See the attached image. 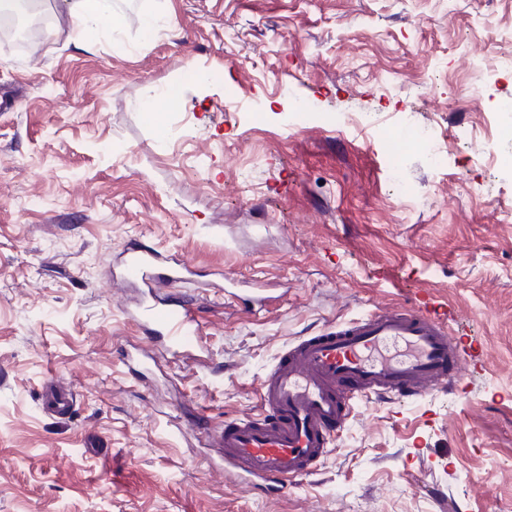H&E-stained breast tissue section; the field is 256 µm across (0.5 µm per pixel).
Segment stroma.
<instances>
[{"instance_id":"stroma-1","label":"stroma","mask_w":512,"mask_h":512,"mask_svg":"<svg viewBox=\"0 0 512 512\" xmlns=\"http://www.w3.org/2000/svg\"><path fill=\"white\" fill-rule=\"evenodd\" d=\"M40 2L56 21L37 46L0 44L17 100L0 112V512H512V139L495 111L512 0H121L125 27L92 42L65 0ZM197 72L161 137L144 89ZM400 112L451 139L447 174L412 141L394 164L404 126H334ZM136 241L192 266L160 296L193 302L202 352L161 355L127 318ZM228 281L265 288L267 311L222 298ZM401 305L458 338L460 393L357 401L285 495L210 467L203 427L257 412L289 344ZM49 387L68 414L44 410Z\"/></svg>"}]
</instances>
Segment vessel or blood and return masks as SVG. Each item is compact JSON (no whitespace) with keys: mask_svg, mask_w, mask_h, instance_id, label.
Segmentation results:
<instances>
[{"mask_svg":"<svg viewBox=\"0 0 512 512\" xmlns=\"http://www.w3.org/2000/svg\"><path fill=\"white\" fill-rule=\"evenodd\" d=\"M123 278L142 298L132 318L162 349L185 353L201 343L189 302H161L157 288L182 282L189 267L147 244L127 247ZM462 353L436 318L418 307L372 312L301 338L263 377L257 415L205 428L212 465L280 494L313 474L347 426L359 398L414 399L457 391Z\"/></svg>","mask_w":512,"mask_h":512,"instance_id":"b4317fda","label":"vessel or blood"}]
</instances>
